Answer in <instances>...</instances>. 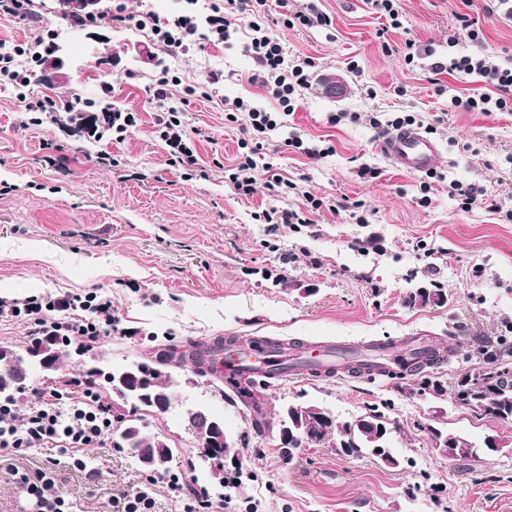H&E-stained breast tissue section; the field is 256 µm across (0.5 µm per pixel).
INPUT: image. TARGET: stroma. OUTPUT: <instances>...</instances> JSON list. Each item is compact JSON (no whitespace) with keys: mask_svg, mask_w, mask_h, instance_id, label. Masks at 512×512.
Here are the masks:
<instances>
[{"mask_svg":"<svg viewBox=\"0 0 512 512\" xmlns=\"http://www.w3.org/2000/svg\"><path fill=\"white\" fill-rule=\"evenodd\" d=\"M122 7L125 22L111 17L85 30L67 28L56 0H32L30 20L0 15V44L18 50V69L28 85L0 82V300L90 292L112 301L118 331L89 347L98 366L157 356L169 344H205L217 336L263 337L288 342L380 340L401 349L406 338L453 347L450 363L427 374L452 388L456 378L482 361L473 352L477 336L512 331V112H455L453 95L474 79L441 75L426 79L430 56L406 64L402 47L416 40L447 55L457 34V15L480 22L484 40H460L456 50L480 49L500 58L512 54V20L486 11L484 0H400L401 28L379 39L383 20L369 0H319L331 25L279 27L274 32L289 54L315 59L310 86L301 90L284 126L267 147L284 175L312 197L360 202L365 223L350 212H311L310 223L273 226L254 220L259 208H297L296 195L273 199L264 179L252 196L237 195L224 169L237 154L239 124L226 121L234 100L259 109L279 106L251 82L254 63L237 33L221 45L194 43L167 51L157 44L153 19L182 14L204 19L189 0H103ZM64 32L62 50L38 61L28 45ZM167 71L169 97L158 102L153 85ZM224 82L212 87L211 73ZM336 75L341 89L325 91ZM82 97L137 112L139 123L124 140L62 131L36 122L28 102ZM185 114L199 130V165L192 177L172 166L156 131L167 108ZM395 112L434 127L440 148L439 179L422 193L424 176L394 167L380 152V132L370 117ZM338 124H330L333 115ZM326 141L332 155L312 161L284 140ZM65 157V167L53 165ZM375 169L361 177L359 167ZM472 183L495 195L502 213L482 203L462 208L450 182ZM428 205H421V196ZM439 284L444 304L411 307L410 291ZM223 381L179 389L170 410L148 413L144 422L176 454L172 473L188 485L209 486L198 458L200 444L184 428L185 407L203 404L224 418L225 429L242 436L238 461L243 488L224 512H512V424L456 405L450 396L422 392L419 375H342L315 379L286 376L265 388L262 411L274 420L283 404L330 408L340 423L372 409L394 429L396 464L337 453L332 443L312 445L282 458L276 432H257L253 411L233 405ZM448 428L475 444L493 436L497 452L477 458H442L432 429ZM86 470L72 468L68 454L37 448L0 452V512H23L26 479L50 473L70 512H107L113 497L148 483L129 449L110 435L104 447L85 452Z\"/></svg>","mask_w":512,"mask_h":512,"instance_id":"stroma-1","label":"stroma"}]
</instances>
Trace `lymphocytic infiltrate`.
<instances>
[{"mask_svg": "<svg viewBox=\"0 0 512 512\" xmlns=\"http://www.w3.org/2000/svg\"><path fill=\"white\" fill-rule=\"evenodd\" d=\"M268 0H224L211 4L206 17L207 30H200L194 18L180 15L154 26L153 31L164 48L177 49L206 37L214 42L228 41L238 28L250 32L246 50L255 71L252 82L258 84L279 105L278 111L267 112L243 100H236L230 121L245 117V136L238 142L240 153L228 180L236 194L252 195L257 173H264L266 184L275 196L297 191L296 183L277 172L276 165L259 163L258 157L271 132L280 128L282 113L291 112L300 89L310 83L315 66L313 58H287L281 40L266 26ZM432 74L463 73L476 76L485 83V91H472L454 96L451 105L464 112H512V66L499 62L489 53L458 54L445 61L434 62ZM157 130L169 148L172 163L192 171L198 167L196 144L189 134L181 112L169 109L158 118ZM22 318L29 335L58 334L81 342H94L117 330L119 322L112 315V303L78 295L51 300H27L21 303L0 301V315ZM80 395L70 413L60 414L58 401L67 395L66 388L38 390L25 413L15 404L0 401V451L39 447L70 452L75 467H83L85 449L103 445L112 430V412L100 399L88 380L78 381Z\"/></svg>", "mask_w": 512, "mask_h": 512, "instance_id": "obj_1", "label": "lymphocytic infiltrate"}]
</instances>
